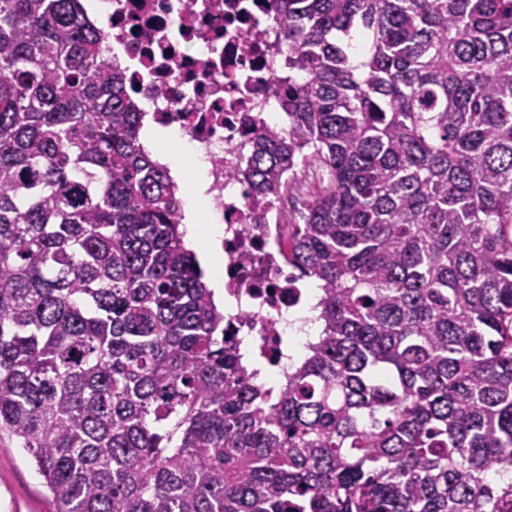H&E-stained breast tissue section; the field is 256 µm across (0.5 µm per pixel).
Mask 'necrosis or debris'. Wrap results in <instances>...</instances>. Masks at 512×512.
Masks as SVG:
<instances>
[{
    "mask_svg": "<svg viewBox=\"0 0 512 512\" xmlns=\"http://www.w3.org/2000/svg\"><path fill=\"white\" fill-rule=\"evenodd\" d=\"M94 6L105 55L153 125L203 153L206 223L223 231L224 321L281 367L288 315L308 294L284 260L283 199L252 194L241 174L254 137L287 130L279 81L288 73L277 0H82Z\"/></svg>",
    "mask_w": 512,
    "mask_h": 512,
    "instance_id": "necrosis-or-debris-1",
    "label": "necrosis or debris"
}]
</instances>
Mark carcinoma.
<instances>
[{"label":"carcinoma","instance_id":"carcinoma-1","mask_svg":"<svg viewBox=\"0 0 512 512\" xmlns=\"http://www.w3.org/2000/svg\"><path fill=\"white\" fill-rule=\"evenodd\" d=\"M325 183L284 258L322 332L278 391L80 0H0V433L56 512H512V0H280Z\"/></svg>","mask_w":512,"mask_h":512}]
</instances>
